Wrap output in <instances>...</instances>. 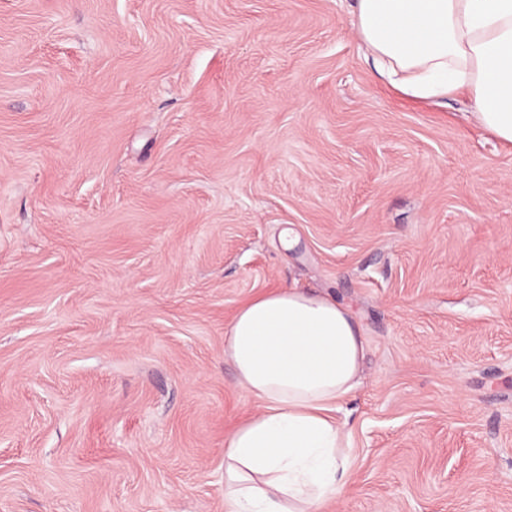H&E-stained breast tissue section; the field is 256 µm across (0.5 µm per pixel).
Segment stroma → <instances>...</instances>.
I'll list each match as a JSON object with an SVG mask.
<instances>
[{
  "mask_svg": "<svg viewBox=\"0 0 512 512\" xmlns=\"http://www.w3.org/2000/svg\"><path fill=\"white\" fill-rule=\"evenodd\" d=\"M354 4L0 0V512H224V328L291 284L368 342L327 512H512V148Z\"/></svg>",
  "mask_w": 512,
  "mask_h": 512,
  "instance_id": "obj_1",
  "label": "stroma"
}]
</instances>
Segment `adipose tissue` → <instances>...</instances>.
Masks as SVG:
<instances>
[{
  "mask_svg": "<svg viewBox=\"0 0 512 512\" xmlns=\"http://www.w3.org/2000/svg\"><path fill=\"white\" fill-rule=\"evenodd\" d=\"M355 15L393 88L467 95L475 124L512 145V0H355ZM366 352L354 313L327 295L276 288L239 306L224 357L262 410L224 440V512H324L340 499L349 434L335 412Z\"/></svg>",
  "mask_w": 512,
  "mask_h": 512,
  "instance_id": "adipose-tissue-1",
  "label": "adipose tissue"
}]
</instances>
